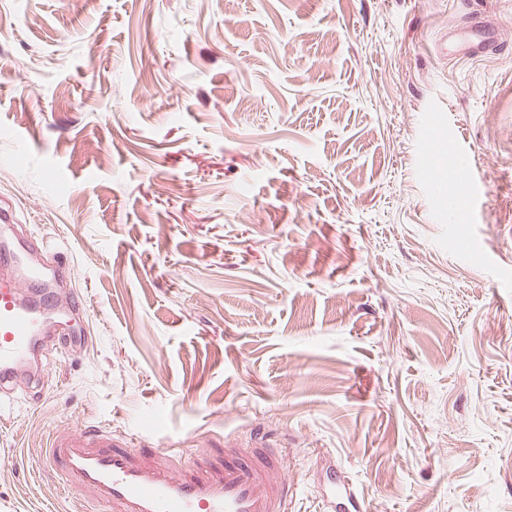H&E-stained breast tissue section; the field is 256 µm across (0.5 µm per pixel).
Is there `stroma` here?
<instances>
[{"label":"stroma","mask_w":512,"mask_h":512,"mask_svg":"<svg viewBox=\"0 0 512 512\" xmlns=\"http://www.w3.org/2000/svg\"><path fill=\"white\" fill-rule=\"evenodd\" d=\"M0 201L93 338L0 407V512H74L87 425L265 441L288 512H512V0H0ZM322 498L327 507L332 509L329 512L350 508L356 511L363 510L357 493L351 486L342 482H331L328 489L322 493Z\"/></svg>","instance_id":"1"}]
</instances>
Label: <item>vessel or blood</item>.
<instances>
[{
  "label": "vessel or blood",
  "mask_w": 512,
  "mask_h": 512,
  "mask_svg": "<svg viewBox=\"0 0 512 512\" xmlns=\"http://www.w3.org/2000/svg\"><path fill=\"white\" fill-rule=\"evenodd\" d=\"M37 270L22 255L0 257V405L13 398V380L25 356L41 337L55 336L63 351L88 345L89 337L53 331L41 305L58 295L36 297ZM60 487L77 493L76 512H288V482L274 480L283 456L263 442L228 445L220 465L175 453L165 466L142 462L126 434L85 427L53 435L41 460ZM331 512H359L351 486L330 483L322 495Z\"/></svg>",
  "instance_id": "vessel-or-blood-1"
}]
</instances>
